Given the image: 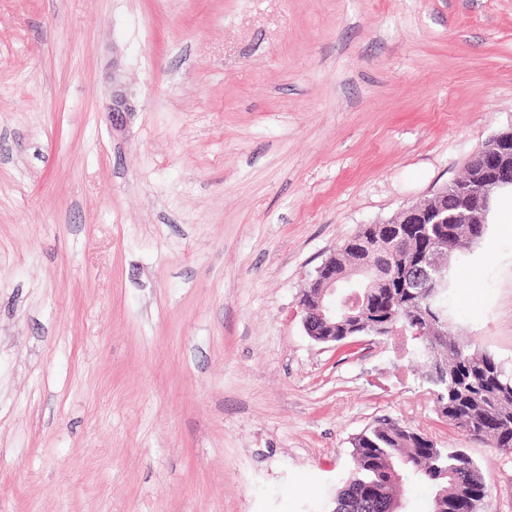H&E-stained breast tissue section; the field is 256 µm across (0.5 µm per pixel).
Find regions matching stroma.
<instances>
[{"mask_svg": "<svg viewBox=\"0 0 512 512\" xmlns=\"http://www.w3.org/2000/svg\"><path fill=\"white\" fill-rule=\"evenodd\" d=\"M510 126L512 0H0V512H332L385 420L512 512V453L438 417L405 337L298 314ZM450 275L453 334L512 367V224ZM108 112L115 129L122 128L127 122V116L136 112L135 104L126 90L122 73L117 66L112 69V100Z\"/></svg>", "mask_w": 512, "mask_h": 512, "instance_id": "35a3bbf8", "label": "stroma"}]
</instances>
